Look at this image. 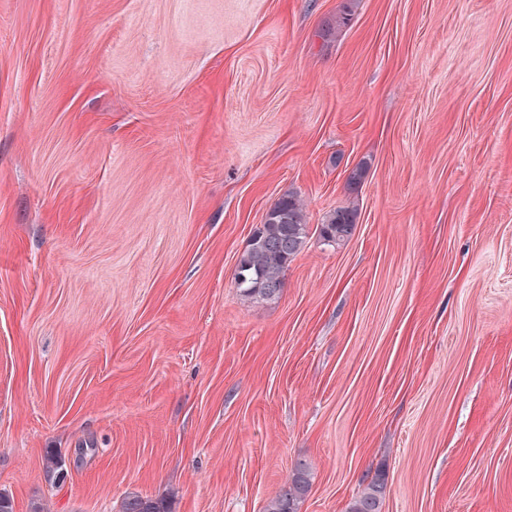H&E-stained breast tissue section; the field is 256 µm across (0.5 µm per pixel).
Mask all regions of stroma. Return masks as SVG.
<instances>
[{
  "mask_svg": "<svg viewBox=\"0 0 512 512\" xmlns=\"http://www.w3.org/2000/svg\"><path fill=\"white\" fill-rule=\"evenodd\" d=\"M300 459L301 512H512V0H0V492L265 512ZM309 224L304 204L294 195L280 198L257 226L235 274L240 295L249 300L278 298L288 265L304 248ZM356 223V210L340 207L328 214L319 230V236L329 245H342L353 235ZM386 489L385 475L375 474L348 504L347 512H382Z\"/></svg>",
  "mask_w": 512,
  "mask_h": 512,
  "instance_id": "stroma-1",
  "label": "stroma"
}]
</instances>
